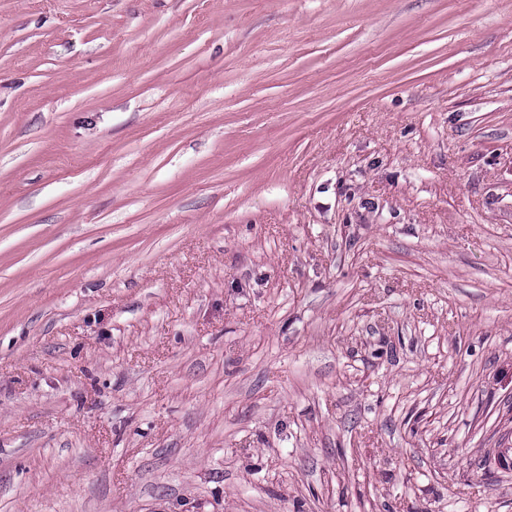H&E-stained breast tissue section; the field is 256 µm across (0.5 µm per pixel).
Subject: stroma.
Segmentation results:
<instances>
[{"mask_svg":"<svg viewBox=\"0 0 512 512\" xmlns=\"http://www.w3.org/2000/svg\"><path fill=\"white\" fill-rule=\"evenodd\" d=\"M512 0H0V512H512Z\"/></svg>","mask_w":512,"mask_h":512,"instance_id":"stroma-1","label":"stroma"}]
</instances>
